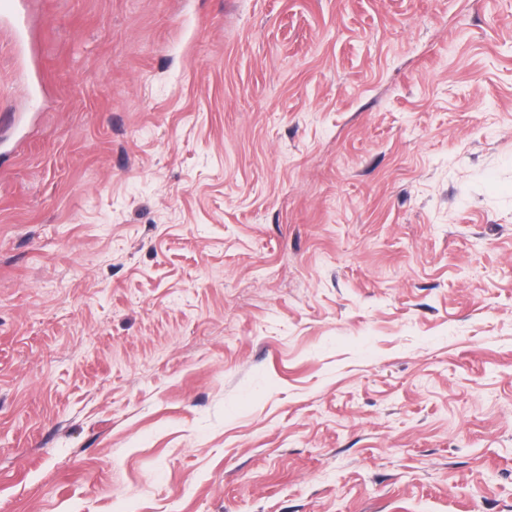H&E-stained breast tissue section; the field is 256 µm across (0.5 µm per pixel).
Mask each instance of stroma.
<instances>
[{"mask_svg":"<svg viewBox=\"0 0 512 512\" xmlns=\"http://www.w3.org/2000/svg\"><path fill=\"white\" fill-rule=\"evenodd\" d=\"M24 2L0 512H512V0Z\"/></svg>","mask_w":512,"mask_h":512,"instance_id":"obj_1","label":"stroma"}]
</instances>
